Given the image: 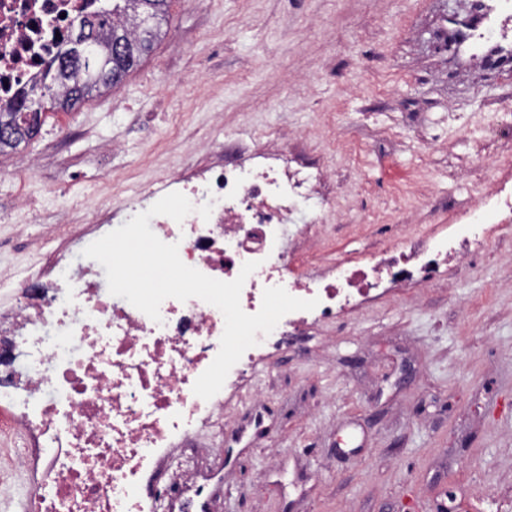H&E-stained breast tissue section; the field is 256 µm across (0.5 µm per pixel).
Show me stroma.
I'll return each mask as SVG.
<instances>
[{
  "instance_id": "35a3bbf8",
  "label": "stroma",
  "mask_w": 512,
  "mask_h": 512,
  "mask_svg": "<svg viewBox=\"0 0 512 512\" xmlns=\"http://www.w3.org/2000/svg\"><path fill=\"white\" fill-rule=\"evenodd\" d=\"M462 0H171L120 85L48 113L0 154V273L67 257L111 197L264 132L326 169L341 208L300 274L366 264L396 226L444 237L486 166L512 184V74L452 67L439 22ZM108 179L93 162L106 144ZM54 240L35 249L46 226ZM206 439L211 512H436L444 492L512 497V232L429 286L390 289L268 350Z\"/></svg>"
}]
</instances>
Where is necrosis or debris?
<instances>
[{"mask_svg":"<svg viewBox=\"0 0 512 512\" xmlns=\"http://www.w3.org/2000/svg\"><path fill=\"white\" fill-rule=\"evenodd\" d=\"M102 0H0V104L38 81L74 18L98 11ZM323 170L297 164L287 151L265 149L253 163L217 160L187 174L150 182L121 214L103 208L94 218L101 233L126 224L163 196L183 193L195 210L183 222L167 216L150 227L178 246L183 263L221 280L257 262L240 305L261 307L258 288L283 287L299 299H317L310 311L286 314L231 368L225 390L248 382L266 350L286 344L293 331L336 319L370 298L376 283L396 286L434 281L447 267L481 252L488 228L483 211L512 223V195L493 182L481 201L460 206V224L442 239H406L374 256L370 267L345 257L336 275L297 278L289 239H308L312 228L293 223L312 199L322 209ZM211 204L209 218L197 209ZM43 299L0 313V427L20 434L24 450L0 466V499H14L15 479L31 485L28 512H209L203 485L220 481L178 449L205 453L203 428L224 420V396L205 400L193 385L216 357L225 320L198 298L166 299L160 321L108 291L105 269L73 254L46 269Z\"/></svg>","mask_w":512,"mask_h":512,"instance_id":"necrosis-or-debris-1","label":"necrosis or debris"}]
</instances>
